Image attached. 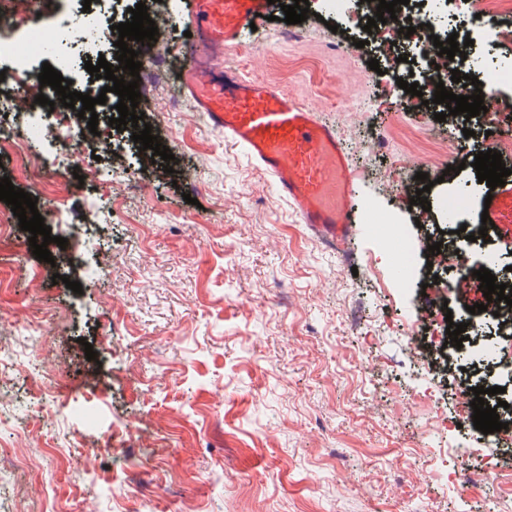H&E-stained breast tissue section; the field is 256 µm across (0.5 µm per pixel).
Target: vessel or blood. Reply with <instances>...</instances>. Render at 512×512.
I'll return each instance as SVG.
<instances>
[{
  "label": "vessel or blood",
  "mask_w": 512,
  "mask_h": 512,
  "mask_svg": "<svg viewBox=\"0 0 512 512\" xmlns=\"http://www.w3.org/2000/svg\"><path fill=\"white\" fill-rule=\"evenodd\" d=\"M273 11L267 0H191L193 34L179 82L225 140L243 147L274 180L280 195L330 248L354 231L356 170L333 125L301 100L269 84L213 74L210 49L237 42L246 26ZM488 215L496 227L512 224V183L493 193Z\"/></svg>",
  "instance_id": "vessel-or-blood-1"
}]
</instances>
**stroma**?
<instances>
[{"instance_id": "obj_1", "label": "stroma", "mask_w": 512, "mask_h": 512, "mask_svg": "<svg viewBox=\"0 0 512 512\" xmlns=\"http://www.w3.org/2000/svg\"><path fill=\"white\" fill-rule=\"evenodd\" d=\"M309 2L302 23L260 20L212 63L335 126L359 174L349 255L300 224L272 177L181 93L188 0H153L157 77L142 98L172 172L105 123L87 164L127 171L137 188L55 189L61 137L40 146L42 178L0 167L39 201L54 198L51 222L69 244L61 256L49 243L50 263L23 231L0 249V442L23 461L0 483V512H120L133 500L140 512H512L499 491L512 483V449L472 426L434 427L437 408L455 410L462 372L408 349L437 335L435 300L459 315L472 302L425 257L448 225L449 193L467 192L468 221L481 222L472 141L405 97L402 66L378 39L327 0ZM79 8L51 0L0 22V34L53 29ZM420 171L433 182L427 212L400 190ZM371 209L413 244L409 285L371 233ZM58 378L66 388L49 392ZM467 446L503 469L493 486L472 474L463 496L446 459ZM131 473L151 498L139 500Z\"/></svg>"}]
</instances>
